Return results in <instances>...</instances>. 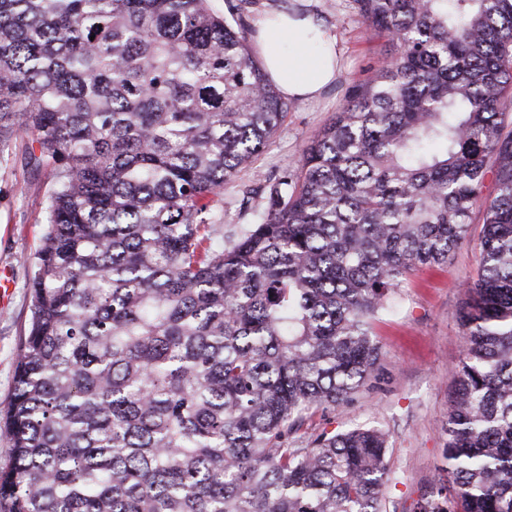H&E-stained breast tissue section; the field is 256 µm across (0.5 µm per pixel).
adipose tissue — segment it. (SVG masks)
Masks as SVG:
<instances>
[{
  "instance_id": "obj_1",
  "label": "adipose tissue",
  "mask_w": 512,
  "mask_h": 512,
  "mask_svg": "<svg viewBox=\"0 0 512 512\" xmlns=\"http://www.w3.org/2000/svg\"><path fill=\"white\" fill-rule=\"evenodd\" d=\"M256 27L264 66L282 95L311 101L336 78V35L314 16L267 14Z\"/></svg>"
}]
</instances>
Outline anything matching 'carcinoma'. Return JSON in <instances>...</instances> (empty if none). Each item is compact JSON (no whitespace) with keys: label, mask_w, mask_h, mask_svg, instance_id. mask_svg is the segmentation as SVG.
Segmentation results:
<instances>
[{"label":"carcinoma","mask_w":512,"mask_h":512,"mask_svg":"<svg viewBox=\"0 0 512 512\" xmlns=\"http://www.w3.org/2000/svg\"><path fill=\"white\" fill-rule=\"evenodd\" d=\"M394 47L224 241L287 105L211 0H0V155L54 170L0 406L9 512H383L377 428L295 434L482 220L445 454L413 512H512V0H353ZM496 193L482 196L486 179Z\"/></svg>","instance_id":"carcinoma-1"}]
</instances>
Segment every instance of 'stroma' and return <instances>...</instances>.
I'll use <instances>...</instances> for the list:
<instances>
[{"mask_svg": "<svg viewBox=\"0 0 512 512\" xmlns=\"http://www.w3.org/2000/svg\"><path fill=\"white\" fill-rule=\"evenodd\" d=\"M315 14L333 28L341 50L338 75L319 99H292L288 114L254 165L224 188V232L233 234L252 215L241 206L245 190L296 167L311 144L344 104L352 86L365 81L391 59L387 37L370 31L352 0H251L242 14L247 26L283 8ZM54 184L51 169L27 171L20 151L0 158V402L14 387L20 340L31 308V265L47 231L45 217ZM480 221L469 226L467 242L447 265L410 272L396 296L393 312L374 319L372 337L379 348L371 378L345 403L311 411L312 428L341 433L375 426L388 435L389 475L383 502L387 512H413L419 494L446 475L448 412L455 388L452 369L464 344L459 313L469 299L466 283L478 272Z\"/></svg>", "mask_w": 512, "mask_h": 512, "instance_id": "35a3bbf8", "label": "stroma"}]
</instances>
